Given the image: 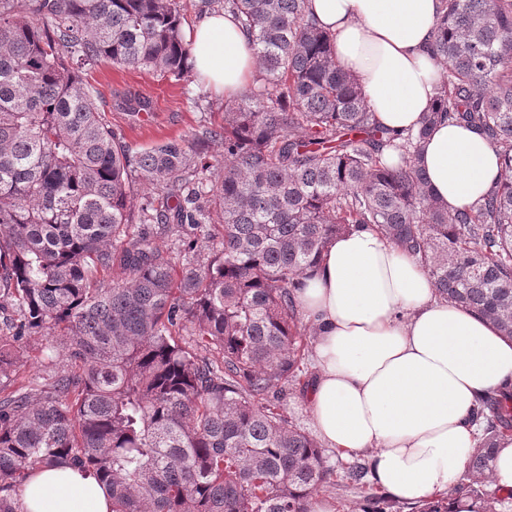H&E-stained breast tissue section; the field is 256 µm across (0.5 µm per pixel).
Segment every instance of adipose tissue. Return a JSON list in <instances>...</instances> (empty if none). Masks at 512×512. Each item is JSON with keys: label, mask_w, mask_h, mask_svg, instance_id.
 Masks as SVG:
<instances>
[{"label": "adipose tissue", "mask_w": 512, "mask_h": 512, "mask_svg": "<svg viewBox=\"0 0 512 512\" xmlns=\"http://www.w3.org/2000/svg\"><path fill=\"white\" fill-rule=\"evenodd\" d=\"M441 7V0H309L375 120L392 131L415 127L436 94L430 45ZM188 40L196 74L225 97L253 79L254 58L233 15L204 12ZM422 164L452 208L476 203L499 174L484 135L445 122L426 140ZM298 302L317 329L307 393L317 438L347 459L369 454L375 484L402 501L449 495L477 444L479 398L512 385V340L438 299L419 258L369 229L329 245ZM109 497L93 476L63 466L38 471L20 490L25 512H109Z\"/></svg>", "instance_id": "obj_1"}]
</instances>
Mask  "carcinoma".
Here are the masks:
<instances>
[{
  "label": "carcinoma",
  "mask_w": 512,
  "mask_h": 512,
  "mask_svg": "<svg viewBox=\"0 0 512 512\" xmlns=\"http://www.w3.org/2000/svg\"><path fill=\"white\" fill-rule=\"evenodd\" d=\"M444 2L438 95L398 134L374 121L308 0H202L245 29L252 85L224 100V124L133 151L86 71L107 60L189 80L180 0H0V512L56 463L107 486L112 512H311L342 484L283 407L316 334L297 290L351 230L417 255L440 298L512 338V0ZM442 122L499 156L496 185L467 208H448L421 166ZM141 187L154 194L138 203ZM35 337L52 374L21 381ZM475 417L468 482L412 512H455L454 496L512 506L488 490L512 391ZM368 474H344L368 488L355 512H382Z\"/></svg>",
  "instance_id": "1"
}]
</instances>
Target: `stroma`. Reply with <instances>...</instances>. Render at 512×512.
<instances>
[{
  "label": "stroma",
  "instance_id": "1",
  "mask_svg": "<svg viewBox=\"0 0 512 512\" xmlns=\"http://www.w3.org/2000/svg\"><path fill=\"white\" fill-rule=\"evenodd\" d=\"M87 80L94 106L105 112L124 142L135 150L194 133L201 120L207 117L194 102L196 94H207L212 102L213 112L207 118L213 124H222L224 119L223 94L211 90L197 77L187 83H177L143 70L124 69L102 62L88 70ZM129 94L149 98L155 107L154 112L142 118L123 110L119 101Z\"/></svg>",
  "mask_w": 512,
  "mask_h": 512
}]
</instances>
